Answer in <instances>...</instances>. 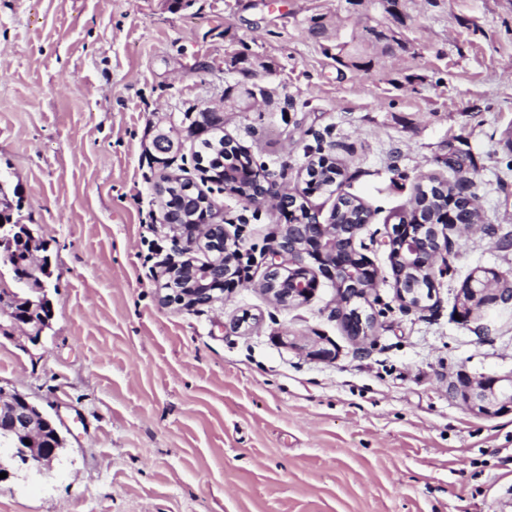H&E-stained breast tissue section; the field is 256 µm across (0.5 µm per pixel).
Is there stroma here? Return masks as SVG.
Wrapping results in <instances>:
<instances>
[{
  "label": "stroma",
  "mask_w": 512,
  "mask_h": 512,
  "mask_svg": "<svg viewBox=\"0 0 512 512\" xmlns=\"http://www.w3.org/2000/svg\"><path fill=\"white\" fill-rule=\"evenodd\" d=\"M368 26L402 56L338 63ZM238 83L259 106L225 100ZM206 108L277 186L323 147L343 167L380 274L365 343L328 279L301 304L262 292L283 218L207 180L183 122ZM160 129L179 141L162 161ZM166 175L251 256L211 304L163 301L168 259L208 258L161 223ZM465 176L492 231L452 232L433 299L404 309L394 216ZM0 187L50 258L53 310L36 342L0 320V386L64 440L42 474L0 482V512H512V414L448 394L461 372L512 374V308L485 335L455 317L476 268L512 278V0H0ZM317 337L334 360L309 356Z\"/></svg>",
  "instance_id": "35a3bbf8"
}]
</instances>
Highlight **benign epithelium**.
I'll list each match as a JSON object with an SVG mask.
<instances>
[{"instance_id":"obj_1","label":"benign epithelium","mask_w":512,"mask_h":512,"mask_svg":"<svg viewBox=\"0 0 512 512\" xmlns=\"http://www.w3.org/2000/svg\"><path fill=\"white\" fill-rule=\"evenodd\" d=\"M378 45L381 53L390 57L398 55L404 44L393 35L379 31ZM333 176L336 193L334 207L328 222L322 223L303 199L312 195L313 182L306 180L305 187L294 190L275 188L268 178L254 182L253 186L241 191L238 188L240 176L235 171H219L215 175L210 168L204 171L210 178L224 181V190L239 198L252 202L271 196L277 210L290 222L284 225L279 237L269 250L271 264L262 290L275 302L291 305L310 299L319 286L323 275L337 284L336 319L341 321L351 338L357 342L368 340L373 328V318L363 315L360 303H369V297L378 285L379 274L368 259L355 249V242L365 225L370 223L367 209H362L360 218L346 222L336 221L341 202L348 199L344 192L345 173L339 163H334ZM196 198L199 192L193 184L167 178L159 185L162 195L168 190ZM456 214L444 215L441 221L430 216L421 194H416L410 207L399 215L393 235L388 241L394 278V288L399 301L406 308H422L423 297H432L433 278L436 270L448 268V252L454 243L448 230L457 226L474 228L478 221L467 213L475 210L471 196L454 194ZM204 215L194 224L193 234L187 238L191 246L204 244L213 254V259L196 264L193 259L174 261L166 267L167 288L173 293L164 296V301L195 307L206 305L218 298L228 288H236L241 280L229 277L234 262L236 242L232 241L224 225L215 221L217 204L210 198L198 201ZM288 257V265L278 262ZM501 274L484 272L482 276L467 279L457 293L456 314L468 323L477 312L488 314L507 307L512 303V293L494 287ZM21 308L16 304L0 302V314L20 327L28 328L30 339H38L44 331L43 324L49 323L41 313L37 301L21 299ZM449 392L471 410L484 416L498 415L512 411V374L509 376H488L474 379L459 373L449 384ZM30 444H25V441ZM62 438L56 422L43 414L24 395L7 393L0 388V458L7 457L18 467L35 474L42 473L58 456Z\"/></svg>"}]
</instances>
